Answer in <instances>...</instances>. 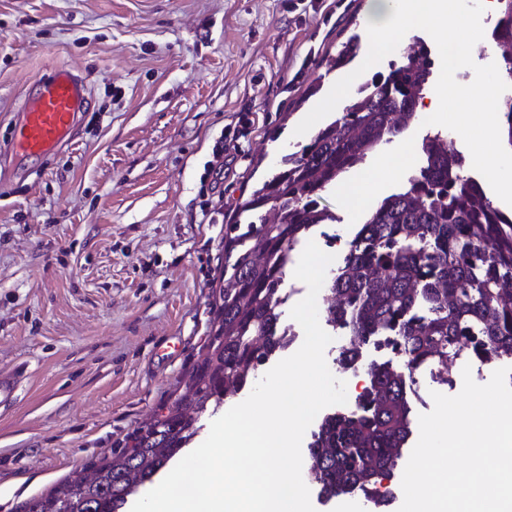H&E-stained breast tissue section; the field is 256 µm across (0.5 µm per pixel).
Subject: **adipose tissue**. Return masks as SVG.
<instances>
[{
  "label": "adipose tissue",
  "instance_id": "obj_1",
  "mask_svg": "<svg viewBox=\"0 0 512 512\" xmlns=\"http://www.w3.org/2000/svg\"><path fill=\"white\" fill-rule=\"evenodd\" d=\"M366 39L370 53H379L402 39L412 28L424 25L434 28L440 41H447L456 25L447 0H369ZM493 86L478 89L461 88L453 79L452 73H445L441 85V97L430 108L434 123H441L446 107H453L458 120L463 125H477L478 133L472 145L474 161L482 169L489 182L502 179V166L499 154L482 150L486 141L499 136L500 115L495 111L471 113L472 99L490 100Z\"/></svg>",
  "mask_w": 512,
  "mask_h": 512
}]
</instances>
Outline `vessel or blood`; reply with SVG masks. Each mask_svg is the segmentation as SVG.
<instances>
[{
    "mask_svg": "<svg viewBox=\"0 0 512 512\" xmlns=\"http://www.w3.org/2000/svg\"><path fill=\"white\" fill-rule=\"evenodd\" d=\"M83 100L80 78L68 67H55L39 82L35 98L20 113L10 153L39 157L61 146L70 137Z\"/></svg>",
    "mask_w": 512,
    "mask_h": 512,
    "instance_id": "vessel-or-blood-1",
    "label": "vessel or blood"
}]
</instances>
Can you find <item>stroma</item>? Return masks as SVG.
I'll return each mask as SVG.
<instances>
[{
    "label": "stroma",
    "mask_w": 512,
    "mask_h": 512,
    "mask_svg": "<svg viewBox=\"0 0 512 512\" xmlns=\"http://www.w3.org/2000/svg\"><path fill=\"white\" fill-rule=\"evenodd\" d=\"M455 0L456 39H488ZM368 0H0V147L57 65L86 86L71 138L0 162V512L111 457L185 392L206 354L224 226L283 153L341 111L354 69L319 60ZM459 85L512 97L495 47ZM316 92H309V85Z\"/></svg>",
    "instance_id": "1"
}]
</instances>
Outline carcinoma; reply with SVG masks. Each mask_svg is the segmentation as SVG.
I'll return each instance as SVG.
<instances>
[{
	"label": "carcinoma",
	"instance_id": "obj_1",
	"mask_svg": "<svg viewBox=\"0 0 512 512\" xmlns=\"http://www.w3.org/2000/svg\"><path fill=\"white\" fill-rule=\"evenodd\" d=\"M493 42L512 80V0H499ZM352 34L320 64L339 69L358 54ZM430 51L401 52L362 81L342 111L246 198L224 225V271L205 358L188 394L142 425L130 446L91 463L22 504V512H126L138 485L177 458L198 433L201 414L247 389L283 352L277 336L282 285L299 246L336 214L321 205L344 175L419 119L429 86ZM512 147V98L495 105ZM421 164L396 193L368 210L322 296L350 338L338 358L345 370L372 340L393 338L397 360L370 362L354 410L323 417L307 446V479L336 495L383 501L382 479L395 474L413 436L409 381L448 362L512 361V213L499 209L465 174V159L436 133Z\"/></svg>",
	"mask_w": 512,
	"mask_h": 512
}]
</instances>
